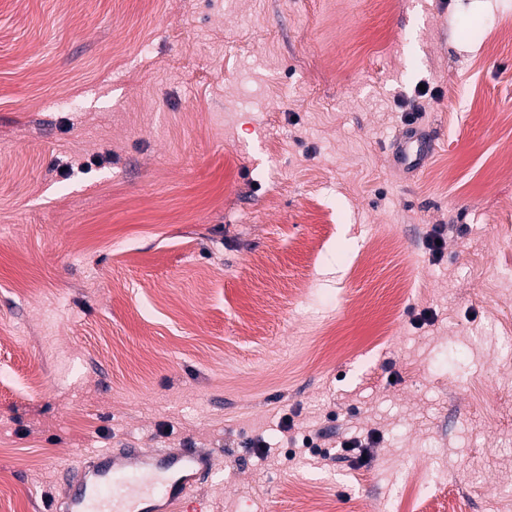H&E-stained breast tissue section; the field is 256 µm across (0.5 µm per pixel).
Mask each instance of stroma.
Instances as JSON below:
<instances>
[{"instance_id": "stroma-1", "label": "stroma", "mask_w": 512, "mask_h": 512, "mask_svg": "<svg viewBox=\"0 0 512 512\" xmlns=\"http://www.w3.org/2000/svg\"><path fill=\"white\" fill-rule=\"evenodd\" d=\"M508 25L512 0H0V512L99 449L183 447L214 456L206 512H412L421 481L502 512ZM416 101L435 152L403 171ZM353 428L380 439L342 452Z\"/></svg>"}]
</instances>
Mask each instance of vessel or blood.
I'll return each mask as SVG.
<instances>
[{
	"mask_svg": "<svg viewBox=\"0 0 512 512\" xmlns=\"http://www.w3.org/2000/svg\"><path fill=\"white\" fill-rule=\"evenodd\" d=\"M433 150L425 133L404 129L396 141L400 169L418 168ZM198 448L104 449L50 504L52 512H186L190 490L213 471Z\"/></svg>",
	"mask_w": 512,
	"mask_h": 512,
	"instance_id": "obj_1",
	"label": "vessel or blood"
}]
</instances>
